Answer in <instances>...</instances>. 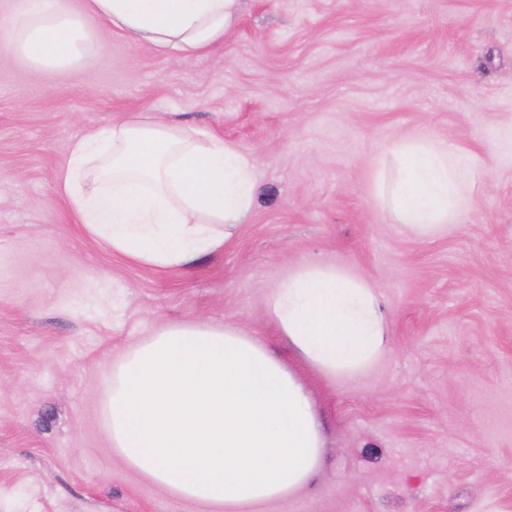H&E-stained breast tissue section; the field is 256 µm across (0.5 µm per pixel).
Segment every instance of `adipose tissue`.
Masks as SVG:
<instances>
[{
	"label": "adipose tissue",
	"instance_id": "adipose-tissue-1",
	"mask_svg": "<svg viewBox=\"0 0 512 512\" xmlns=\"http://www.w3.org/2000/svg\"><path fill=\"white\" fill-rule=\"evenodd\" d=\"M237 0H10L6 46L61 69L98 48L96 25L186 57L223 44ZM472 158L423 136L377 163L374 190L424 240L470 207ZM84 229L132 262L158 268L224 249L254 205L247 153L221 139L134 114L76 138L57 176ZM265 314L327 379L365 373L386 352L381 295L333 263L297 264L265 297ZM103 412L120 458L177 496L245 512L309 484L324 440L295 374L242 327L166 324L112 369Z\"/></svg>",
	"mask_w": 512,
	"mask_h": 512
}]
</instances>
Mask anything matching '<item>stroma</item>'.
I'll use <instances>...</instances> for the list:
<instances>
[{
    "label": "stroma",
    "instance_id": "obj_1",
    "mask_svg": "<svg viewBox=\"0 0 512 512\" xmlns=\"http://www.w3.org/2000/svg\"><path fill=\"white\" fill-rule=\"evenodd\" d=\"M96 31L72 70L0 45V512H219L123 462L102 412L121 354L189 321L243 325L318 405V478L252 512H512V0H239L190 58ZM133 113L251 155L224 250L155 268L78 224L56 188L70 142ZM422 133L482 172L427 240L374 195L379 155ZM303 261L378 288L390 343L368 374L327 380L266 318Z\"/></svg>",
    "mask_w": 512,
    "mask_h": 512
}]
</instances>
